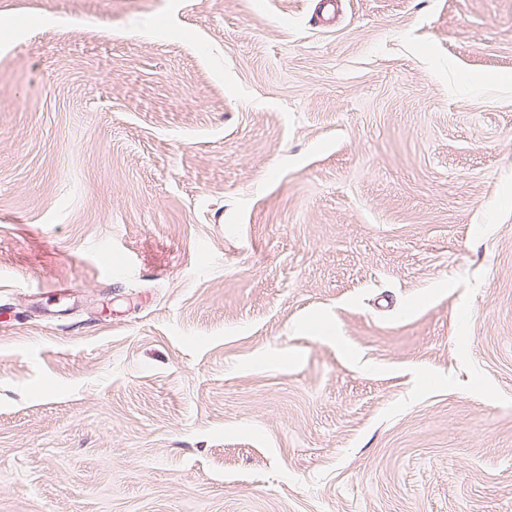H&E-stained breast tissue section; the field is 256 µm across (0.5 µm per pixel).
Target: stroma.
<instances>
[{
	"mask_svg": "<svg viewBox=\"0 0 512 512\" xmlns=\"http://www.w3.org/2000/svg\"><path fill=\"white\" fill-rule=\"evenodd\" d=\"M0 512H512V0H0Z\"/></svg>",
	"mask_w": 512,
	"mask_h": 512,
	"instance_id": "obj_1",
	"label": "stroma"
}]
</instances>
